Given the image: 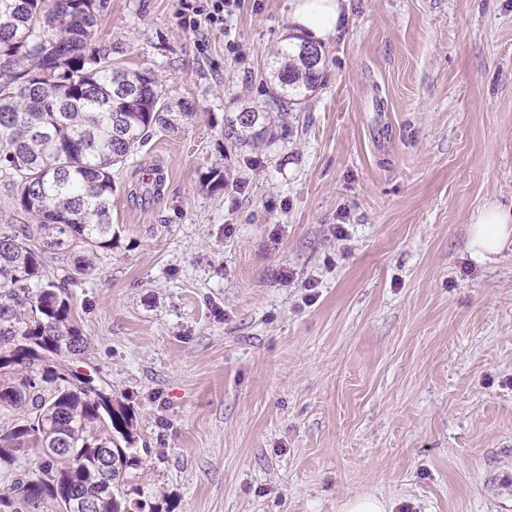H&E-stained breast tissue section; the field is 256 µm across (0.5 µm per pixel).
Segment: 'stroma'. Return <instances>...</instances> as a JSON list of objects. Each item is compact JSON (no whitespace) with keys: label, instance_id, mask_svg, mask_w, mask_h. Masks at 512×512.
I'll use <instances>...</instances> for the list:
<instances>
[{"label":"stroma","instance_id":"obj_1","mask_svg":"<svg viewBox=\"0 0 512 512\" xmlns=\"http://www.w3.org/2000/svg\"><path fill=\"white\" fill-rule=\"evenodd\" d=\"M107 0L99 43L194 115L112 177V252L71 290L81 372L136 421L162 512H512V0H345L321 85L262 141L288 0ZM227 183H210L212 169ZM345 238H337V227ZM268 112L257 107L244 108L224 118V136L235 144H253L266 132ZM512 209L504 210L494 204L485 206L471 219L473 255L481 260L499 254L512 240ZM386 502L374 495H359L344 506L345 512H386Z\"/></svg>","mask_w":512,"mask_h":512}]
</instances>
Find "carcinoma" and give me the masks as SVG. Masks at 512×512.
<instances>
[{
	"mask_svg": "<svg viewBox=\"0 0 512 512\" xmlns=\"http://www.w3.org/2000/svg\"><path fill=\"white\" fill-rule=\"evenodd\" d=\"M107 0H0V168L17 179L15 198L32 224H0V459L34 458L0 482V512H160L138 483L131 412L66 363L85 354L70 286L98 269L117 233L112 169L155 127L193 116L164 103L150 71L112 65L96 48ZM300 39L274 50L282 111L320 85L324 59L310 61ZM268 112L224 118V136L253 144ZM111 469L103 470V457Z\"/></svg>",
	"mask_w": 512,
	"mask_h": 512,
	"instance_id": "obj_1",
	"label": "carcinoma"
}]
</instances>
